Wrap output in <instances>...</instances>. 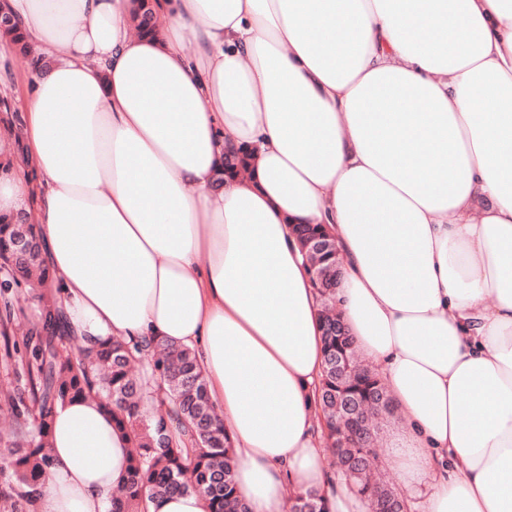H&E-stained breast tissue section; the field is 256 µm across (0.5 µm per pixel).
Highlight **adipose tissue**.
Instances as JSON below:
<instances>
[{
  "mask_svg": "<svg viewBox=\"0 0 512 512\" xmlns=\"http://www.w3.org/2000/svg\"><path fill=\"white\" fill-rule=\"evenodd\" d=\"M6 2L46 66L0 215L35 207L65 330L193 349L248 512H289V485L369 512L315 411L294 228L328 225L337 309L408 422L404 488L512 512V0H154L155 38L131 0ZM49 446L38 512H107L131 447L111 413L67 401Z\"/></svg>",
  "mask_w": 512,
  "mask_h": 512,
  "instance_id": "adipose-tissue-1",
  "label": "adipose tissue"
}]
</instances>
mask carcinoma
I'll return each instance as SVG.
<instances>
[{"label":"carcinoma","mask_w":512,"mask_h":512,"mask_svg":"<svg viewBox=\"0 0 512 512\" xmlns=\"http://www.w3.org/2000/svg\"><path fill=\"white\" fill-rule=\"evenodd\" d=\"M133 25L140 34L157 33L152 0H138ZM17 28L15 21L0 27V45L18 56L35 57ZM19 230L18 222L0 217V255L13 252ZM10 270L12 277L0 282V292L6 295L25 281L37 291L42 322L22 344L6 349V356L17 357L21 367L15 370L14 390L3 398L13 426L7 458L0 464V474H9L8 490L0 489V512H33L35 486L51 465L50 418L58 405L84 396L100 400L131 441L128 476L112 495L108 512H140L147 494L180 493L203 498L208 512H247L233 480L234 451L224 434V419L210 400L195 353L185 346L150 342L134 353L119 339L86 346L61 329L63 311L44 288L48 269L42 256L18 260ZM323 372L318 402L329 431L336 430L346 397L359 400L375 417L392 413L378 374L356 360L350 337L324 333ZM155 377L166 383L169 404L145 416L141 407L152 398L150 379ZM332 452L341 472L369 495L372 512H396L401 494L371 474L375 444L354 443ZM291 512H325L319 491L297 494Z\"/></svg>","instance_id":"carcinoma-1"}]
</instances>
